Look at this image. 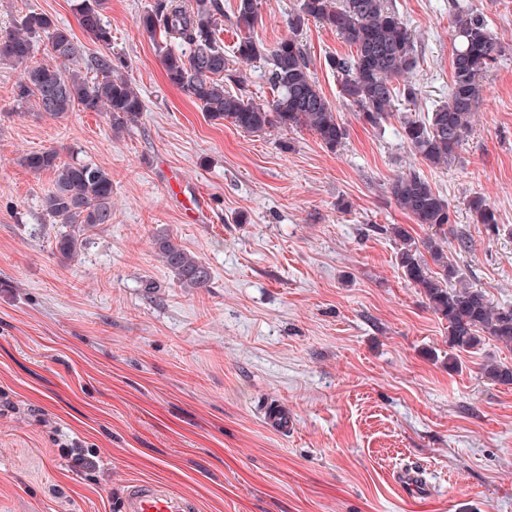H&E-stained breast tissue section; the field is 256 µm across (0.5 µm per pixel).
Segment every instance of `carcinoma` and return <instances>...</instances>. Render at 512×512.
Segmentation results:
<instances>
[{"instance_id":"cac0c4a2","label":"carcinoma","mask_w":512,"mask_h":512,"mask_svg":"<svg viewBox=\"0 0 512 512\" xmlns=\"http://www.w3.org/2000/svg\"><path fill=\"white\" fill-rule=\"evenodd\" d=\"M106 0H76L82 29L103 51L91 56L85 71L70 67L83 56L74 35L58 27L46 13L30 11L0 29V61L24 64L41 38H47V60L27 66L14 88L17 101H32L39 110L60 118L79 109L103 112L114 134L129 131L144 111V101L123 75L128 67L112 54V28L103 20ZM455 51L448 102L425 117H404L402 138L410 151L433 167L454 161L473 127L484 96L483 79L507 54L484 18L457 0L448 4ZM232 22L235 57L268 64L272 98L257 102L242 89L224 54L219 33L224 24L221 0H154L137 25L159 48L168 81L199 105L209 119L230 121L237 128L262 134L274 126L306 128L334 151L346 138L335 106L326 98L310 69L311 61L295 34L311 20L336 32L348 52L326 58L336 73L342 101L371 126L399 111L400 102L416 104L418 88L410 75L418 66L412 31L388 0H298L288 15L292 36L272 48L258 40L257 0H238ZM27 170L52 175L44 197L46 216L63 231L54 240V254L63 261L78 256L86 234L112 223V175L92 161H65L53 148L30 151L19 158ZM388 193L415 223L426 228L414 237L405 227L385 229L400 243L396 262L402 275L425 297L428 308L448 324V347L468 352L486 339L512 348V306L498 307L485 291L470 286L448 257V226L454 223L448 200L414 170L394 176ZM474 221L491 235H500L496 208L481 196L468 201ZM163 264L187 288H206L209 266L169 235L153 239ZM482 374L502 385L512 384V365L489 361Z\"/></svg>"}]
</instances>
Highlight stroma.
Masks as SVG:
<instances>
[{
    "label": "stroma",
    "instance_id": "1",
    "mask_svg": "<svg viewBox=\"0 0 512 512\" xmlns=\"http://www.w3.org/2000/svg\"><path fill=\"white\" fill-rule=\"evenodd\" d=\"M151 3L108 0L103 12L145 103L121 137L99 112L55 118L18 103L23 67L0 62V389L21 408L0 415V512H122L138 479L194 497L198 512H512V385L481 373L512 363V349L452 352L383 231L424 236L387 193L416 170L468 240L448 241L463 277L512 305V53L488 75L455 162L435 168L407 147L400 117L374 127L343 104L325 58L346 46L313 21L299 38L347 130L340 148L306 129L257 135L210 120L138 29ZM395 3L424 114L448 99V0ZM296 5L261 0L258 37H288ZM31 10L70 29L85 55L99 51L73 0H0V29ZM44 148L112 174V221L71 261L53 252L50 175L18 163ZM476 194L506 233L474 223ZM163 234L210 265L209 287L166 269L152 245ZM274 406L287 430L269 425ZM38 410L92 445L97 476L49 448ZM403 467L419 472V490L398 489Z\"/></svg>",
    "mask_w": 512,
    "mask_h": 512
}]
</instances>
